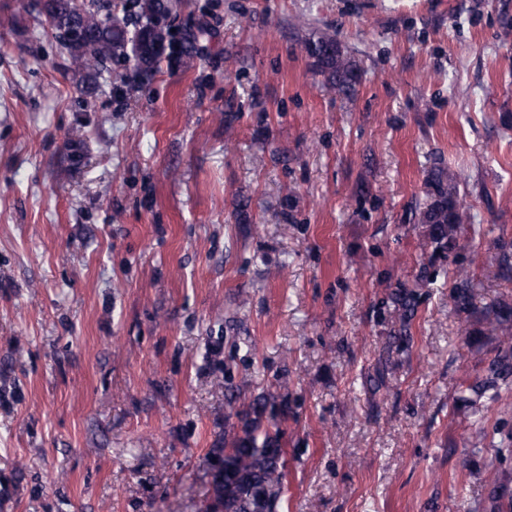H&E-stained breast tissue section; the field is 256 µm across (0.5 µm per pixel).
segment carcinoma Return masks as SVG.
Here are the masks:
<instances>
[{
  "mask_svg": "<svg viewBox=\"0 0 512 512\" xmlns=\"http://www.w3.org/2000/svg\"><path fill=\"white\" fill-rule=\"evenodd\" d=\"M180 0H120L122 15L112 13V0H35L33 8L46 15L55 36L67 49L72 67L81 74L88 88L95 87L103 68L112 62H131L148 74L158 69L165 42H173L170 19ZM313 59L315 73L336 96L349 98L360 82L359 63L332 36H321L305 43ZM426 199L417 223L430 249L428 261L419 268L418 280L430 285L435 264L448 261V255L465 248L460 228L467 218L459 201L456 178L444 166L431 168L425 178ZM453 281L451 298L458 315L469 323L475 313L474 285L463 267L448 271ZM397 335L410 337V325L417 313L416 293L398 286L389 294ZM482 333L496 341L497 355L489 374L471 387L478 396L499 388V381L512 376V305L500 302L481 314ZM223 337L211 342L205 361L222 373L227 383L224 395L229 413L224 434L206 454L211 474L209 495L203 512H276L283 491L284 425L291 408L288 387L281 381L275 390L261 394L249 403L241 401L232 386L234 356L221 357ZM493 500L497 508L508 495L512 476L492 469Z\"/></svg>",
  "mask_w": 512,
  "mask_h": 512,
  "instance_id": "1",
  "label": "carcinoma"
}]
</instances>
